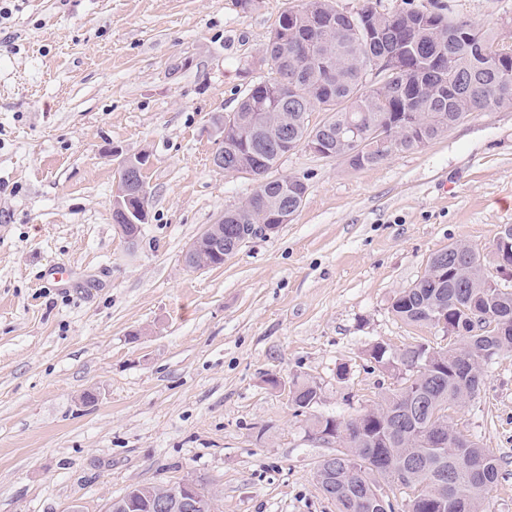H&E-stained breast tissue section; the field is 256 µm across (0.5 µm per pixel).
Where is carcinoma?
<instances>
[{"label":"carcinoma","mask_w":512,"mask_h":512,"mask_svg":"<svg viewBox=\"0 0 512 512\" xmlns=\"http://www.w3.org/2000/svg\"><path fill=\"white\" fill-rule=\"evenodd\" d=\"M450 6L437 12L400 10L380 13L370 4L355 14H346L332 0H303L297 12L323 23L324 38L313 43L299 58L288 46L310 36L307 25L288 26L282 14L267 51L274 77L250 88L236 111L213 118L224 122L233 148L224 150V169L245 164L266 175L290 150L310 138L322 141L328 156L339 158L348 149V129H380L387 145L374 150L363 145L351 167L375 166L395 152L411 151L443 135L458 119L491 108H512V82L505 84L500 72L512 69V57L500 58L494 35L474 24L454 26ZM381 23L385 33L375 37L369 26ZM389 57L396 60L398 77L388 75L376 83L367 76ZM288 81V100L267 99L272 88ZM267 105L288 120V140L283 144L265 122L250 126L247 135L236 134L239 123L254 111V104ZM327 112L323 121L310 126L315 107ZM307 187L288 180L264 181L250 197L249 209L224 211V250L210 255L213 264L224 263L233 254V239L249 233L254 224H272L281 211L294 215L302 205ZM443 259L427 266L424 275L399 292L392 312L407 324L432 325L436 311L460 321L465 311L476 309L490 317L512 319V285L504 290L484 286V266L470 259L463 243L449 244ZM505 349L512 338L459 335L455 346L440 350L434 369L421 382L411 385V404L397 393L361 413L370 428L362 438H339L336 453L343 465L331 472L317 465L315 480L325 486L336 502L337 512H369L360 502L371 488L397 484L411 490L403 512H481L483 502L499 478L497 459L479 443L458 437L448 422V410L462 402L463 387L484 384L485 365ZM371 359L384 369L412 364L419 355L410 346L398 353L374 345ZM296 410H308L320 399V387L296 381L289 391ZM446 423L445 435L453 446L446 451L422 444L424 431L437 422ZM165 484H143L136 498L142 503L161 499Z\"/></svg>","instance_id":"carcinoma-1"}]
</instances>
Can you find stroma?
I'll list each match as a JSON object with an SVG mask.
<instances>
[{
    "label": "stroma",
    "instance_id": "35a3bbf8",
    "mask_svg": "<svg viewBox=\"0 0 512 512\" xmlns=\"http://www.w3.org/2000/svg\"><path fill=\"white\" fill-rule=\"evenodd\" d=\"M301 0H12L0 22V512H106L131 484L197 476L218 512H336L314 478L327 445L288 402L346 420L400 386L370 360L452 340L391 311L431 256L463 242L488 271L512 225V109L354 169L299 147L292 220L223 265L184 255L256 191L212 161L214 115L272 77L265 55ZM512 42V0H449ZM144 154L149 222L112 221L118 169ZM69 271L65 287L43 278ZM345 379H338L339 367ZM499 463L512 512V350L450 413ZM289 394L291 404L296 407V410L303 412L318 402L320 399V387L314 382L296 381Z\"/></svg>",
    "mask_w": 512,
    "mask_h": 512
}]
</instances>
